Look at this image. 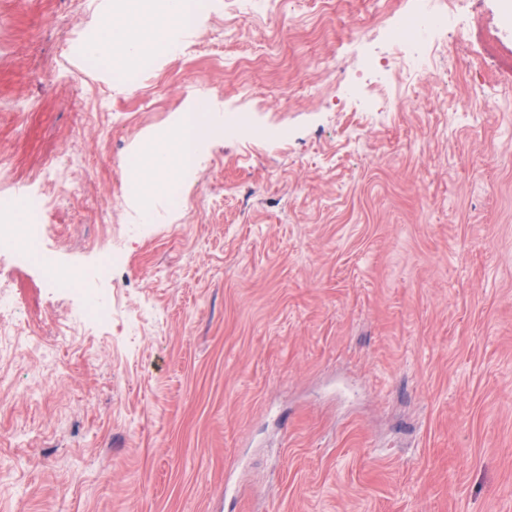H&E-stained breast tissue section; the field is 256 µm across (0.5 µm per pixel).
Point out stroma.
Listing matches in <instances>:
<instances>
[{"label": "stroma", "mask_w": 512, "mask_h": 512, "mask_svg": "<svg viewBox=\"0 0 512 512\" xmlns=\"http://www.w3.org/2000/svg\"><path fill=\"white\" fill-rule=\"evenodd\" d=\"M112 2L0 0V196L71 189L42 217L60 264L120 251L105 331L11 267L32 348L0 352V512H512L499 0L423 71L388 33L433 0H206L127 84L81 53ZM194 102L254 130L140 223L128 161Z\"/></svg>", "instance_id": "1"}]
</instances>
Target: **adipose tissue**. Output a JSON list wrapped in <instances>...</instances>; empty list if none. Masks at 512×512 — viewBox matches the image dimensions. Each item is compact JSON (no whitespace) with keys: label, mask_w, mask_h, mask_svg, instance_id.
I'll return each instance as SVG.
<instances>
[{"label":"adipose tissue","mask_w":512,"mask_h":512,"mask_svg":"<svg viewBox=\"0 0 512 512\" xmlns=\"http://www.w3.org/2000/svg\"><path fill=\"white\" fill-rule=\"evenodd\" d=\"M175 17L181 19V26H172ZM201 19L197 0H121L116 16L84 44L82 53L120 80L146 53L162 56L172 51L182 32ZM203 120L204 112L190 106L180 115L175 133L146 143L136 160L135 193L170 196L177 175L188 171L204 153L205 145L196 136Z\"/></svg>","instance_id":"adipose-tissue-1"}]
</instances>
